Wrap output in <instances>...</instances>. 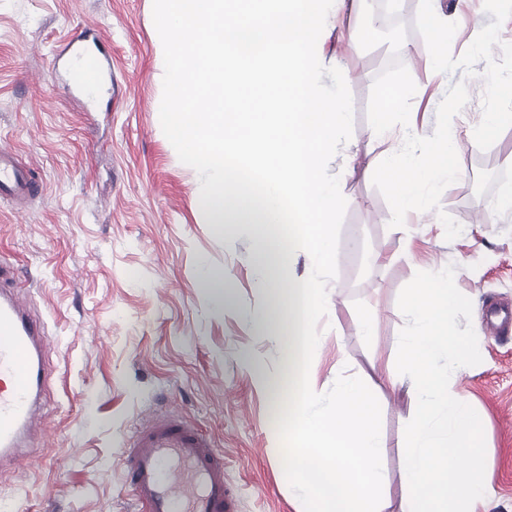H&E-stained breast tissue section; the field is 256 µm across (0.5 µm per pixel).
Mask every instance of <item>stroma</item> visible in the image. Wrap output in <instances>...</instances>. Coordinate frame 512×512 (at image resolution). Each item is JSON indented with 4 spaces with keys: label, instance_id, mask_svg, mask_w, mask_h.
I'll list each match as a JSON object with an SVG mask.
<instances>
[{
    "label": "stroma",
    "instance_id": "stroma-1",
    "mask_svg": "<svg viewBox=\"0 0 512 512\" xmlns=\"http://www.w3.org/2000/svg\"><path fill=\"white\" fill-rule=\"evenodd\" d=\"M351 0H325L315 49V82L341 94L345 119L322 159L321 174L343 189L335 217L336 259L315 269L304 251L296 277L322 281L330 302L312 328L309 391L327 407L346 378L363 381L381 403L386 512H401L405 489L400 431L416 403L395 367L406 319L401 289L419 271L458 268L457 288L472 302L480 364L453 371L450 384L481 418L485 469L494 492L472 512H512V335L497 336L487 306H512V127L489 140L464 134L482 113H512V6L441 0L451 34L437 43L421 0H402L407 34L399 51L381 44L354 50ZM94 29L99 63L111 80L93 101L71 93L67 45ZM488 39L475 40V29ZM448 64L434 72L435 53ZM417 91L408 127L376 144L367 118L372 84L392 58ZM465 81L468 101L452 122L459 179L439 210L410 213L390 227L391 209L372 184L383 147L406 133L426 137L449 86ZM166 86L158 67L154 0H0V143L12 145L41 194L0 197V256L13 265L32 314L51 338L43 406L51 420L40 453L0 474V512H138L123 479L124 443L150 413L179 409L224 456L237 512H305L286 475L285 441L270 393L247 356L281 370L277 343L253 328L267 285L250 230L219 235L198 207L210 186L201 162L170 134ZM446 212L463 231L446 240ZM224 271L230 308L215 310L204 270ZM371 314L372 336L359 333Z\"/></svg>",
    "mask_w": 512,
    "mask_h": 512
}]
</instances>
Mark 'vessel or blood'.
<instances>
[{"mask_svg":"<svg viewBox=\"0 0 512 512\" xmlns=\"http://www.w3.org/2000/svg\"><path fill=\"white\" fill-rule=\"evenodd\" d=\"M0 146V193L25 197L41 187ZM49 338L0 268V462L17 460L39 416L35 405L49 379ZM124 464L142 512H235L224 480V458L180 413L169 410L141 424Z\"/></svg>","mask_w":512,"mask_h":512,"instance_id":"1","label":"vessel or blood"}]
</instances>
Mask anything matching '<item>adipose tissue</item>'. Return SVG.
I'll list each match as a JSON object with an SVG mask.
<instances>
[{
    "label": "adipose tissue",
    "mask_w": 512,
    "mask_h": 512,
    "mask_svg": "<svg viewBox=\"0 0 512 512\" xmlns=\"http://www.w3.org/2000/svg\"><path fill=\"white\" fill-rule=\"evenodd\" d=\"M172 135L212 174L200 199L207 223L250 227L268 284L259 331L280 344L283 369L256 378L286 407L280 421L288 478L308 512H384L379 406L346 380L332 407L312 410L303 387L326 296L288 270L298 248L319 268L336 253L333 217L342 192L320 163L344 114L318 95L313 49L317 0H155Z\"/></svg>",
    "instance_id": "1"
}]
</instances>
